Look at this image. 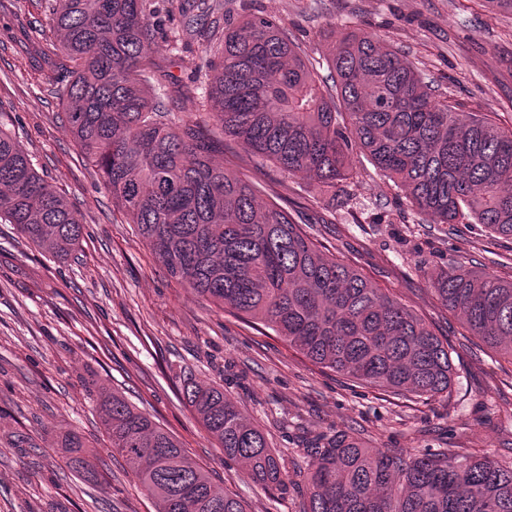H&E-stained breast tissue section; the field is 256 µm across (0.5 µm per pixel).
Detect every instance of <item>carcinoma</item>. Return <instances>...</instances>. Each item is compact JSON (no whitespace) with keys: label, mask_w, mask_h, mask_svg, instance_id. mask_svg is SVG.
<instances>
[{"label":"carcinoma","mask_w":512,"mask_h":512,"mask_svg":"<svg viewBox=\"0 0 512 512\" xmlns=\"http://www.w3.org/2000/svg\"><path fill=\"white\" fill-rule=\"evenodd\" d=\"M52 21L72 78L57 87L84 162L167 273L217 307L283 339L313 364L402 396L451 393L448 345L424 319L336 259L310 224H298L231 163L211 155L229 139L262 162L308 180L331 223L358 149L402 189L427 224H480L512 240V128L488 112H459L423 74L367 32L332 53L326 79L278 19L252 13L209 36L217 57L203 116L175 122L156 60L154 0H55ZM182 12L181 32L201 33ZM0 223L13 224L55 259L70 258L84 227L67 199L0 126ZM470 335L512 360V279L462 267L428 275ZM108 451L121 458L157 512H245L150 416L96 382ZM182 394L224 449V462L281 491L288 471L264 432L222 385L183 379ZM61 447L80 474L98 450L77 433ZM304 512H512V460L371 446L351 431L303 448Z\"/></svg>","instance_id":"1"}]
</instances>
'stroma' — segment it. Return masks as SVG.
Here are the masks:
<instances>
[{"label": "stroma", "instance_id": "35a3bbf8", "mask_svg": "<svg viewBox=\"0 0 512 512\" xmlns=\"http://www.w3.org/2000/svg\"><path fill=\"white\" fill-rule=\"evenodd\" d=\"M181 2L155 0L167 26L156 56L174 79L167 104L185 122L198 118V88L214 73L205 38L176 40ZM257 11L274 15L321 75L331 72L332 44L363 30L422 71L438 99L512 127V11L485 0H220L206 22L220 29ZM51 13L52 0H0V125L68 198L85 236L74 258L60 264L14 225L0 224V512H156L108 451L94 377L172 434L246 512H303L302 440L337 430H353L378 448L512 457V363L470 336L426 278L461 265L512 279V263H491L493 254L512 249L511 240L488 238L477 224H424L404 191L365 156L352 155L346 202L323 228V242L426 319L448 344L454 382L450 397L408 400L321 369L171 278L113 206L52 93L72 65L58 52ZM229 157L258 185L261 201L278 192L296 202L295 221L316 219L302 198L304 179L256 166L234 141L215 159ZM186 375L223 385L265 433L294 485L268 491L225 465L222 448L181 394ZM68 432L98 448L99 480L74 475L57 446Z\"/></svg>", "mask_w": 512, "mask_h": 512}]
</instances>
